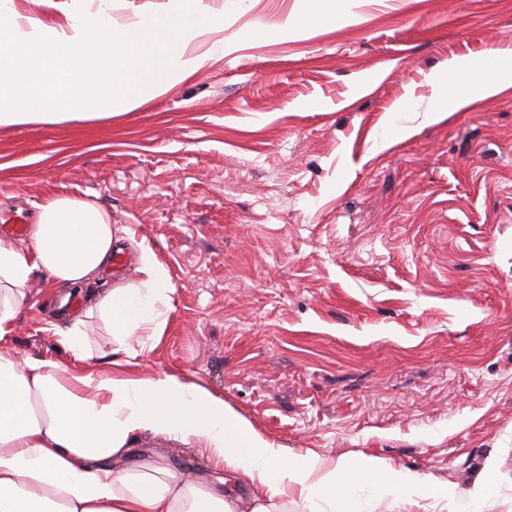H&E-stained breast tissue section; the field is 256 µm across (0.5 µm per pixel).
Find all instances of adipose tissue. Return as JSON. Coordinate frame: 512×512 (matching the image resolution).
<instances>
[{
    "mask_svg": "<svg viewBox=\"0 0 512 512\" xmlns=\"http://www.w3.org/2000/svg\"><path fill=\"white\" fill-rule=\"evenodd\" d=\"M201 0H167L146 18L117 22L112 0H61L55 22L14 0H0V126L55 124L105 117L162 86L190 77L223 41L197 50L223 16ZM464 93L440 90L427 113L435 121L512 85V65L487 72L469 60ZM118 238L105 213L90 202L57 197L42 205L28 244L0 237V512H271V500L299 488L310 502L359 512L358 488L401 507L426 494L448 504L483 503L496 490L487 462L465 497L449 485L423 484L413 473L376 459L327 465L276 446L205 388L174 374L129 378L69 372L54 361L18 359L3 341L14 330L35 275L60 302L112 265ZM139 277L120 280L76 314H68L59 344L78 357L89 350L87 325L97 319L122 346L164 325L173 288L149 248H141ZM164 436L198 448L216 471L249 483L250 499L222 484L187 481L167 465L128 467L142 438Z\"/></svg>",
    "mask_w": 512,
    "mask_h": 512,
    "instance_id": "ef3b65f1",
    "label": "adipose tissue"
}]
</instances>
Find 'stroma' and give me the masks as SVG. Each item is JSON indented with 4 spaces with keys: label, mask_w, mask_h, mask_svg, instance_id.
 I'll list each match as a JSON object with an SVG mask.
<instances>
[{
    "label": "stroma",
    "mask_w": 512,
    "mask_h": 512,
    "mask_svg": "<svg viewBox=\"0 0 512 512\" xmlns=\"http://www.w3.org/2000/svg\"><path fill=\"white\" fill-rule=\"evenodd\" d=\"M203 0L232 52L107 118L0 127V220L48 198L97 204L173 293L156 336L92 355L56 342L42 277L8 345L74 372L175 373L291 452L403 467L471 487L494 461L512 512V88L436 122L454 58L512 59V0ZM310 15L302 30L288 19ZM411 109L397 111L402 100ZM214 479L192 446L147 437Z\"/></svg>",
    "instance_id": "stroma-1"
}]
</instances>
